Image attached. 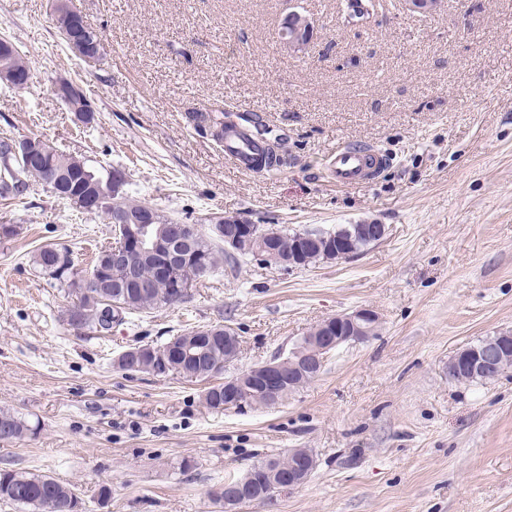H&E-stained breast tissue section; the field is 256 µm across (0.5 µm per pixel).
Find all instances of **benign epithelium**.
Instances as JSON below:
<instances>
[{
	"label": "benign epithelium",
	"mask_w": 512,
	"mask_h": 512,
	"mask_svg": "<svg viewBox=\"0 0 512 512\" xmlns=\"http://www.w3.org/2000/svg\"><path fill=\"white\" fill-rule=\"evenodd\" d=\"M439 2L441 0H400L404 10L422 18L435 16ZM294 16L297 17V23L282 27L279 38L293 50L303 51L311 41L313 25L307 16L299 12L294 13ZM14 51L12 42L0 40V79L16 89H24L31 83L33 74L29 69L16 70L7 67ZM53 91L83 121L89 122L93 119L95 108L85 96L82 85L71 80H58L53 84ZM125 183L126 179L117 177L107 182L104 187L97 186L94 195L86 200L91 209L102 206L111 208L110 221L114 235H128L127 242L112 244V255L106 267L84 274L86 284L99 292L103 291L109 287L107 272L112 267L124 270L127 282L141 286L143 282L137 277L132 258L151 254L157 258L160 275L168 277L175 290H181V285L174 281V272L182 254L171 248V244L188 239L194 233V228L174 221L155 231L152 211L147 210L134 216L121 207L112 206V197L123 189ZM214 231L224 240V251L229 254L236 253L240 240L249 237L258 243L256 254L263 264L291 269L299 263L300 247H295V253L288 256L281 254L271 246V234L261 231L256 224H242L222 218L215 225ZM387 232L385 224H350L338 235L329 237L330 248L335 251L338 260L348 261L359 255L357 245L360 240L379 244L386 238ZM379 324L378 313L369 308L338 314L324 320L313 332L294 344L288 355L276 356L224 379V407L244 405L245 398L254 390L264 397L267 404L278 403L286 393H292L305 381L318 377L333 351L346 344L369 340L376 333ZM448 366L452 375L490 374L495 378L512 369V334L504 332L479 347H467L458 352ZM288 457V472L281 475L284 482L281 488L283 492L302 485L316 467V459L308 448H290ZM271 461L273 458L269 457L254 463L245 476L231 484L224 483V488L216 491V495L224 498V512H236V508L245 501H268L262 488L275 473Z\"/></svg>",
	"instance_id": "obj_1"
}]
</instances>
